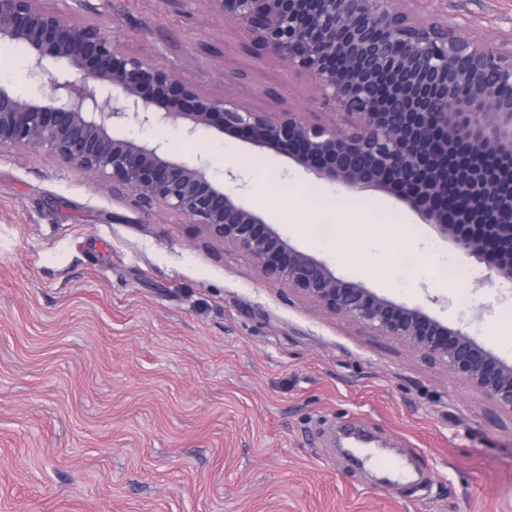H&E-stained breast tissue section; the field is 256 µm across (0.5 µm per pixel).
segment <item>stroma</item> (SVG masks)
Instances as JSON below:
<instances>
[{
    "instance_id": "obj_1",
    "label": "stroma",
    "mask_w": 512,
    "mask_h": 512,
    "mask_svg": "<svg viewBox=\"0 0 512 512\" xmlns=\"http://www.w3.org/2000/svg\"><path fill=\"white\" fill-rule=\"evenodd\" d=\"M473 39L512 41V0H420ZM77 20L128 47L181 60L184 81L257 108L271 92L337 126L307 77L239 52L208 0H87ZM230 45L224 56L205 44ZM0 85L49 91L15 45ZM262 210L295 248L339 276L423 309L512 364V292L418 214L374 189L348 191L287 156L209 130L117 127ZM288 185L275 194L272 183ZM369 208L371 226L312 243L282 211ZM419 253L398 272L395 254ZM451 259L456 277L437 272ZM373 436L413 476L334 445ZM0 512H512V412L411 346L260 279L252 257L168 213L144 215L100 179L49 158L0 154Z\"/></svg>"
}]
</instances>
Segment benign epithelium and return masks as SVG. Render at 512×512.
I'll return each instance as SVG.
<instances>
[{
    "label": "benign epithelium",
    "mask_w": 512,
    "mask_h": 512,
    "mask_svg": "<svg viewBox=\"0 0 512 512\" xmlns=\"http://www.w3.org/2000/svg\"><path fill=\"white\" fill-rule=\"evenodd\" d=\"M0 0V42L23 47L50 76L42 99L0 87V153L44 154L99 178L144 214L173 213L213 243L249 254L262 278L331 314L402 341L512 413V364L418 307L338 277L289 244L209 175L158 142L116 126L203 128L295 160L349 191L379 188L424 223L512 281V44L462 36L448 21L420 22L414 0H210L242 33L241 47L306 74L346 127L295 109L273 110L210 94L121 47L70 14L82 0ZM62 62L58 73L49 64Z\"/></svg>",
    "instance_id": "benign-epithelium-1"
}]
</instances>
